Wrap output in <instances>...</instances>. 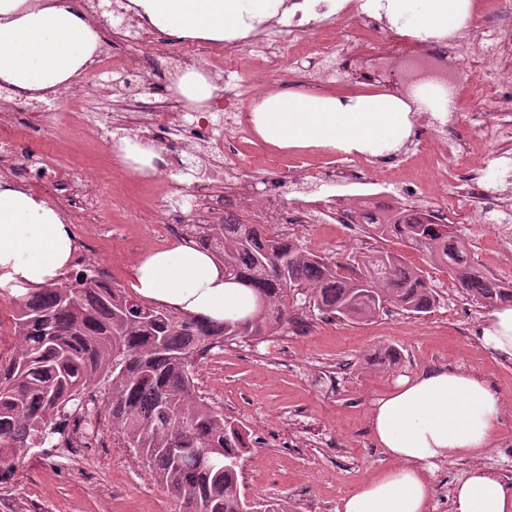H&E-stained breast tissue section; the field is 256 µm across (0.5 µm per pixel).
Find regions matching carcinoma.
I'll use <instances>...</instances> for the list:
<instances>
[{"mask_svg":"<svg viewBox=\"0 0 512 512\" xmlns=\"http://www.w3.org/2000/svg\"><path fill=\"white\" fill-rule=\"evenodd\" d=\"M364 232L425 248L435 266L455 273L459 290L490 307L512 303V283L482 272L466 242L421 213L390 208L367 213ZM190 236L216 255L224 272L255 293L259 307L222 322L170 306H148L112 287L93 264L18 300L17 345L0 355V485L29 448L59 436L91 447L106 408L112 431L142 454L178 512H288L250 506L239 489L249 435L195 389L197 363L224 343L260 339L292 319L300 298L326 318L360 321L393 307L414 317L437 303L419 269L388 251L354 259L350 275L263 224L226 218L192 224ZM107 396L98 405L97 391Z\"/></svg>","mask_w":512,"mask_h":512,"instance_id":"cac0c4a2","label":"carcinoma"}]
</instances>
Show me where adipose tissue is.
Here are the masks:
<instances>
[{
	"mask_svg": "<svg viewBox=\"0 0 512 512\" xmlns=\"http://www.w3.org/2000/svg\"><path fill=\"white\" fill-rule=\"evenodd\" d=\"M284 0H127L143 24L179 39L220 43L244 38L275 17ZM470 0H364L362 9L408 35L427 40L460 30ZM101 29L81 0H0V89L34 100L60 93L96 57ZM218 90L203 68L185 67L173 92L186 110L206 111ZM445 111L444 92L426 87L414 102L388 93L339 97L304 91L267 95L252 108L258 135L280 148H320L343 154L394 150L410 135L414 106ZM115 153L136 176L156 172L160 159L139 140L123 137ZM78 249L62 213L22 185L0 179V290L12 296L56 282ZM130 287L141 298L210 320L253 312L250 288L185 240L147 253ZM481 343L512 359V305L491 312ZM503 402L483 378L435 368L399 377L377 399L371 432L392 467L347 494L340 512H429L434 468L456 456L475 457L496 431ZM450 512H512V482L475 465L457 481Z\"/></svg>",
	"mask_w": 512,
	"mask_h": 512,
	"instance_id": "1",
	"label": "adipose tissue"
}]
</instances>
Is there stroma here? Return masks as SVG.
I'll return each mask as SVG.
<instances>
[{"label": "stroma", "mask_w": 512, "mask_h": 512, "mask_svg": "<svg viewBox=\"0 0 512 512\" xmlns=\"http://www.w3.org/2000/svg\"><path fill=\"white\" fill-rule=\"evenodd\" d=\"M183 48V42L166 35L157 53L114 44L118 58L147 61L157 69L154 89L131 86L120 97L94 95L71 103L69 122L61 126L36 119L43 107L39 100L29 101L28 114L18 118L16 181L27 182L26 162L36 155L66 188L89 184L84 210L69 207L63 191L41 188L37 194L64 212L78 240L77 259L110 270L118 288H128L139 260L129 251V241H139L146 250L172 244V237L160 233L162 215L155 199L164 193L177 202L187 200L193 177L178 168L169 170L162 183L131 176L114 163L111 146L93 136L83 116L92 108L132 115L169 95L186 65ZM479 110L464 99L453 114L456 131L470 139L471 153L512 151V140L476 136ZM424 140V135H412L399 150L380 155L341 154L281 150L254 134L240 144L255 159L241 179L261 186L281 184L282 209L296 213L312 197L364 194L367 183L398 171L417 156ZM344 163L357 167L360 183L334 186L323 181L326 169ZM299 167L308 169L307 183H286L285 175ZM480 182L485 197L463 198L469 220L457 224L455 231L466 240L481 270L512 282V238L494 235L473 221L486 198L499 196L502 189L489 174ZM272 230L340 264L370 250L394 252L405 265L423 271L438 293V304L420 318L392 309L362 322L327 321L300 306L288 326L273 335L225 343L223 350L201 360L195 374L197 391L249 434L250 449L240 468L241 494L253 503H288L293 512H337L346 493L391 464L369 427L374 400L398 377L437 367L483 376L501 394L503 413L490 445L477 459L452 456L438 463L431 512H450L452 488L473 463L512 481V361L497 358L478 340L489 308L463 297L452 273L434 267L425 251L396 239L371 238L358 225L276 224ZM390 352L398 358L394 368L379 370V358ZM0 512H176V504L136 450L124 447L104 422L91 447L29 449L14 479L0 486Z\"/></svg>", "instance_id": "stroma-1"}]
</instances>
